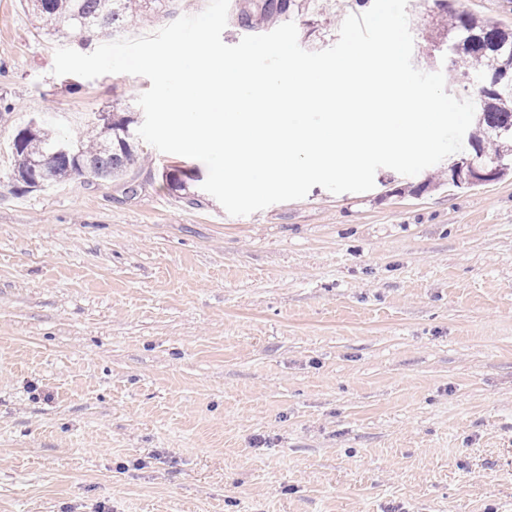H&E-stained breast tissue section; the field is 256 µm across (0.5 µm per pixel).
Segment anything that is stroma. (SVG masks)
<instances>
[{
  "instance_id": "35a3bbf8",
  "label": "stroma",
  "mask_w": 512,
  "mask_h": 512,
  "mask_svg": "<svg viewBox=\"0 0 512 512\" xmlns=\"http://www.w3.org/2000/svg\"><path fill=\"white\" fill-rule=\"evenodd\" d=\"M363 11L308 0L300 46ZM406 11L415 67L447 69ZM99 44L0 0V512H512V177L382 168L232 216L143 142L122 179L16 193L32 118L143 123L147 78L53 75Z\"/></svg>"
}]
</instances>
